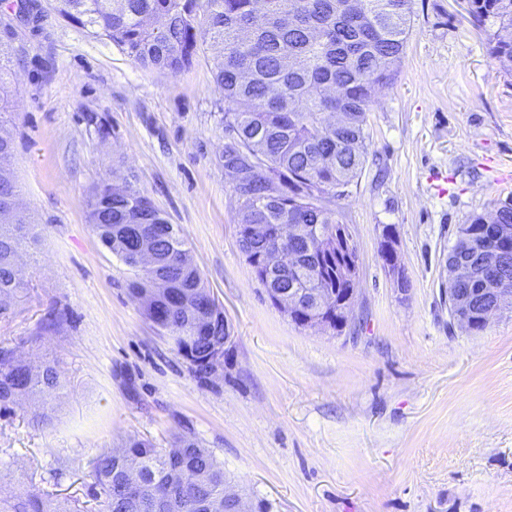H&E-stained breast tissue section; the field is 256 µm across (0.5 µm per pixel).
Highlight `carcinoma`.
I'll return each instance as SVG.
<instances>
[{
	"instance_id": "1",
	"label": "carcinoma",
	"mask_w": 512,
	"mask_h": 512,
	"mask_svg": "<svg viewBox=\"0 0 512 512\" xmlns=\"http://www.w3.org/2000/svg\"><path fill=\"white\" fill-rule=\"evenodd\" d=\"M69 22L111 41L144 67L176 74L208 43L217 52L213 72L224 93V130L235 141L224 157L245 163L253 174L236 186L243 227L239 245L258 282L274 291L324 288L326 298L348 287L336 267L322 259L292 271L270 264L266 253L276 229L294 225L298 238L331 234L340 223L327 205L358 185L368 150L367 111L375 89L393 83L412 28L414 0H56ZM6 9L38 26L35 0H12ZM472 15L494 30L489 53L512 71V0H472ZM21 62L0 40V127L14 117L15 91L8 85ZM342 111L340 128L326 119ZM13 141L0 134V315L24 297L27 284L17 257L36 247L35 225L7 207L18 193L12 172ZM101 243L138 271L132 294L159 288L144 304L147 318L173 342L195 372L211 375L209 357L224 346V318L201 306L207 295L185 240L166 236L168 219L130 180L103 181L85 200ZM476 215L448 251V267L471 268L473 286L484 287L475 245L486 239ZM66 387L56 363H32L0 348V406L26 399L39 403L33 420L45 422L52 401ZM100 512H224V467L191 436L172 447L128 438L120 451L102 452L93 469ZM0 512H82L76 501L23 491L0 495Z\"/></svg>"
}]
</instances>
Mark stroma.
Segmentation results:
<instances>
[{
	"instance_id": "obj_1",
	"label": "stroma",
	"mask_w": 512,
	"mask_h": 512,
	"mask_svg": "<svg viewBox=\"0 0 512 512\" xmlns=\"http://www.w3.org/2000/svg\"><path fill=\"white\" fill-rule=\"evenodd\" d=\"M39 31L0 13L13 75L19 202L42 245L29 290L0 316V348L53 359L66 382L46 423L0 410V488L98 512L97 456L130 436L190 433L269 512H512V310L449 327L448 252L472 216L512 199V74L466 0H414L397 79L367 114L357 187L334 203L359 252L356 332L295 326L238 243L232 136L216 58L148 69L39 0ZM130 178L174 224L233 343L201 379L143 313L134 272L84 199ZM392 227L405 287L380 258Z\"/></svg>"
}]
</instances>
